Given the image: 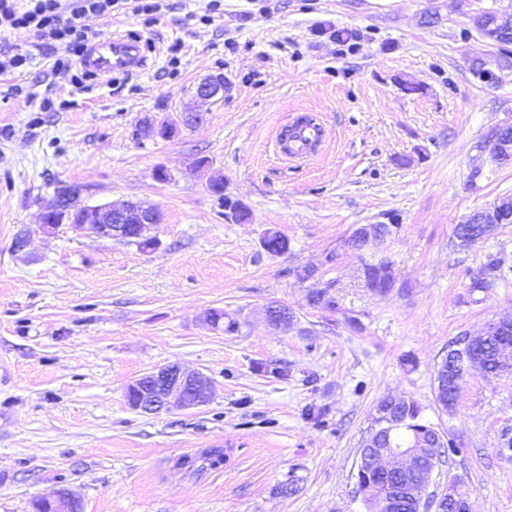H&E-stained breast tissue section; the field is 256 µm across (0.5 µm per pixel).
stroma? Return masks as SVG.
<instances>
[{"label":"stroma","instance_id":"stroma-1","mask_svg":"<svg viewBox=\"0 0 512 512\" xmlns=\"http://www.w3.org/2000/svg\"><path fill=\"white\" fill-rule=\"evenodd\" d=\"M207 3L164 0L148 24L129 9L97 21L100 35L157 51L89 92L52 74L62 44L0 36V55H33L0 76V512H32L62 487L84 512H366L356 465L385 397L416 402L453 443L436 492L512 512V375L471 370L449 410L434 394L452 341L512 317V224L453 245L457 224L512 197V163L490 154L512 122V52L477 25L486 11L512 18V0H223L214 14ZM216 73L231 90L199 123L140 134L141 118L176 116ZM46 96L56 110L40 111ZM304 112L320 114L325 144L295 167L274 137ZM215 175L246 220L215 202ZM64 186L92 205L159 208L155 246L41 229ZM361 224L392 225L382 251L351 247ZM270 230L286 252L264 248ZM22 233L29 245L14 251ZM380 259L393 275L383 293L364 276ZM493 259L503 278L476 287ZM269 305L290 310L288 326L268 323ZM212 309L237 331L205 325ZM168 364L205 374L212 401L131 409L126 383ZM207 448L225 464L178 466Z\"/></svg>","mask_w":512,"mask_h":512}]
</instances>
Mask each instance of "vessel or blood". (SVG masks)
Segmentation results:
<instances>
[{"label": "vessel or blood", "mask_w": 512, "mask_h": 512, "mask_svg": "<svg viewBox=\"0 0 512 512\" xmlns=\"http://www.w3.org/2000/svg\"><path fill=\"white\" fill-rule=\"evenodd\" d=\"M146 50V45L131 35L104 36L90 44L80 64L85 70L102 77L129 74L143 67ZM293 125L290 136H276V153L287 161L310 163L319 155L324 143L323 123L315 116L307 123L294 120Z\"/></svg>", "instance_id": "vessel-or-blood-1"}]
</instances>
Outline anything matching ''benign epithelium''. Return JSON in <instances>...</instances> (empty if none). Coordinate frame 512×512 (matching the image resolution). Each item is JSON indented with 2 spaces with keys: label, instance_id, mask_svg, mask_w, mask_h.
I'll return each instance as SVG.
<instances>
[{
  "label": "benign epithelium",
  "instance_id": "obj_1",
  "mask_svg": "<svg viewBox=\"0 0 512 512\" xmlns=\"http://www.w3.org/2000/svg\"><path fill=\"white\" fill-rule=\"evenodd\" d=\"M228 89L221 77H211L202 82L195 92V98L201 103H212ZM196 117L194 112H184L176 119L165 118L161 121L147 117L145 135H159L168 138L173 135L177 126ZM493 160L500 163L512 160V141L508 142L496 132L491 145ZM132 203L121 205L103 204L90 206L81 203L76 189H69L66 194L57 197L40 215V224L53 220L57 214H64L66 221L84 227L90 234L98 238L132 239L125 234L123 221L137 218L142 228H152L162 223L163 216L155 208L147 212L131 209ZM500 202L496 201L488 208L470 217L466 223L474 226L471 241L484 238L494 225L502 223ZM387 225L362 224L356 228L351 237V245L355 248L368 245L381 246L386 238ZM512 333V319H498L486 324L480 334L468 336L461 346L476 345L482 340L493 337H506ZM497 371L503 375L512 374V344L504 341L499 345L497 353ZM128 405L143 413L158 414L172 410H183L205 405L213 397V387L208 377L200 372L190 371L178 364H170L151 370L139 378L129 382L125 388ZM378 432H373L363 442L357 464L356 477H361L364 467L370 463L373 467L385 472L395 473L415 485L411 494L414 501V512H455L460 507L470 508L469 501L462 495L445 493L432 497L429 487L436 468L440 465L437 456L423 455L415 448H391L375 443ZM39 506L48 512H75L80 503L79 497L68 489H60L50 496L38 498Z\"/></svg>",
  "mask_w": 512,
  "mask_h": 512
}]
</instances>
